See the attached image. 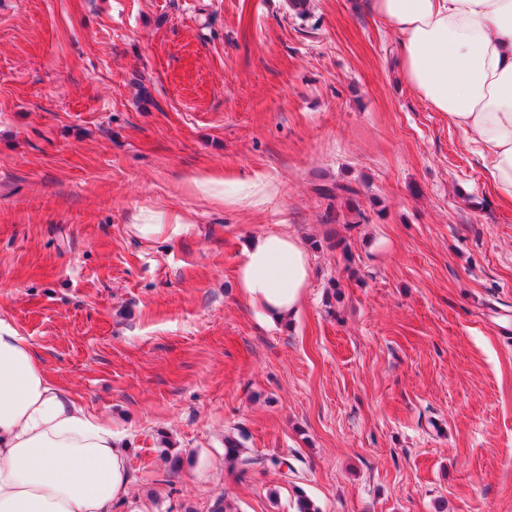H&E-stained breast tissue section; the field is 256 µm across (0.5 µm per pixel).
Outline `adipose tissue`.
<instances>
[{
  "label": "adipose tissue",
  "instance_id": "obj_1",
  "mask_svg": "<svg viewBox=\"0 0 512 512\" xmlns=\"http://www.w3.org/2000/svg\"><path fill=\"white\" fill-rule=\"evenodd\" d=\"M400 35L407 85L464 133L496 199L512 206V0H368ZM310 255L279 232L250 237L236 285L257 317L290 325ZM130 491L128 446L38 363L0 317V512H112Z\"/></svg>",
  "mask_w": 512,
  "mask_h": 512
}]
</instances>
